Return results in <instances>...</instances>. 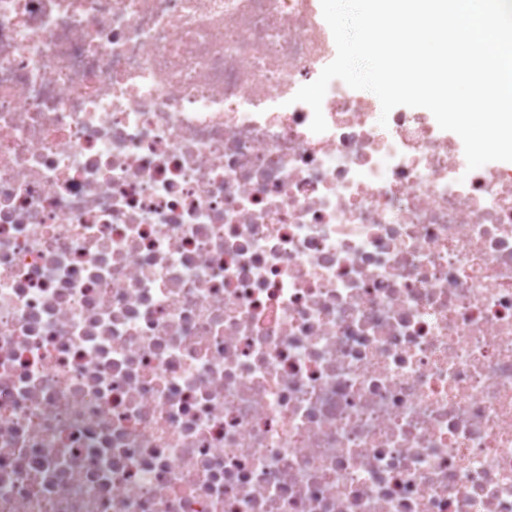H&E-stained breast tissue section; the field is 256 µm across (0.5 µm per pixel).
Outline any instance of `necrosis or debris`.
I'll return each mask as SVG.
<instances>
[{
	"mask_svg": "<svg viewBox=\"0 0 512 512\" xmlns=\"http://www.w3.org/2000/svg\"><path fill=\"white\" fill-rule=\"evenodd\" d=\"M313 0H0V512H512V167L330 83Z\"/></svg>",
	"mask_w": 512,
	"mask_h": 512,
	"instance_id": "necrosis-or-debris-1",
	"label": "necrosis or debris"
}]
</instances>
